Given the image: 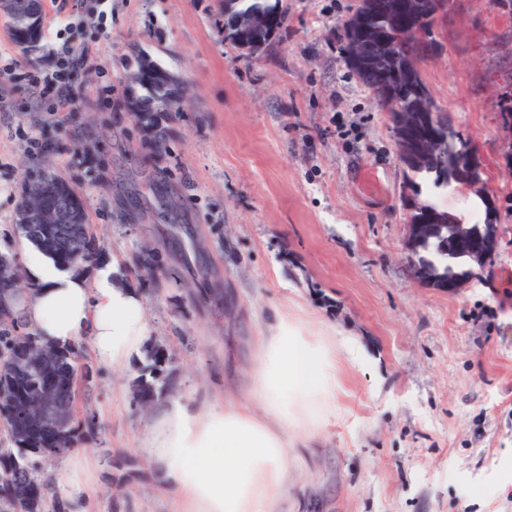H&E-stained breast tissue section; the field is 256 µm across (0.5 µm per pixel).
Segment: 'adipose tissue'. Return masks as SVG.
<instances>
[{"label":"adipose tissue","mask_w":512,"mask_h":512,"mask_svg":"<svg viewBox=\"0 0 512 512\" xmlns=\"http://www.w3.org/2000/svg\"><path fill=\"white\" fill-rule=\"evenodd\" d=\"M21 255L29 286L0 290V309L38 344H86L98 365L115 371L144 352L150 315L126 283L122 259L103 257L82 272L28 245ZM361 360L354 341L282 307L253 337L247 360L229 361L222 391L160 401L137 449L169 512H284L293 450L317 446L346 392L343 368ZM45 480L52 500L91 512L99 484L86 452L62 455Z\"/></svg>","instance_id":"obj_1"}]
</instances>
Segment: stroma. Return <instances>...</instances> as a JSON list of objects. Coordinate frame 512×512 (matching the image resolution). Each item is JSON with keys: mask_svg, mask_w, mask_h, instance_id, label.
<instances>
[{"mask_svg": "<svg viewBox=\"0 0 512 512\" xmlns=\"http://www.w3.org/2000/svg\"><path fill=\"white\" fill-rule=\"evenodd\" d=\"M288 23L264 52L224 37L217 0H41L43 37L27 53L0 16V225L42 167L82 196L103 254L122 257L165 341L174 394L211 387L277 305L352 336L365 357L347 373L344 412L317 451L291 460L289 501L308 512H512V15L490 0H446L418 68L436 106L468 137L496 200L490 266L456 292L418 283L406 262L412 173L389 112L349 69L338 37L358 0H286ZM86 51L61 68L54 50ZM178 74L182 106L159 112L167 151L127 109L143 55ZM60 74L72 111L31 80ZM380 193H369L367 177ZM473 189H423L461 223ZM157 249L164 272L141 266ZM139 364L99 367L76 415L95 417L96 512H167L133 446Z\"/></svg>", "mask_w": 512, "mask_h": 512, "instance_id": "1", "label": "stroma"}]
</instances>
